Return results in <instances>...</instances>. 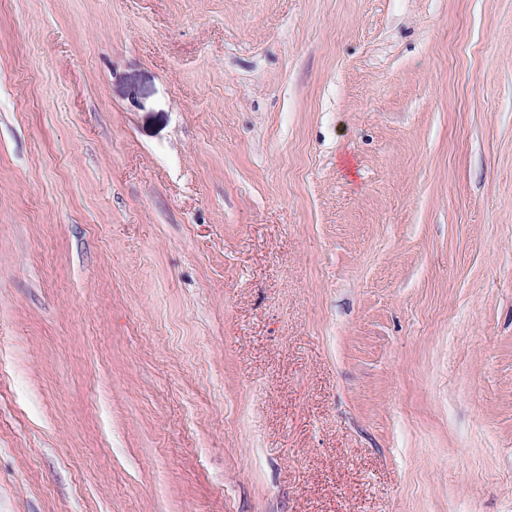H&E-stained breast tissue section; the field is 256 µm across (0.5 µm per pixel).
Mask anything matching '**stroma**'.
Returning <instances> with one entry per match:
<instances>
[{
	"label": "stroma",
	"instance_id": "35a3bbf8",
	"mask_svg": "<svg viewBox=\"0 0 512 512\" xmlns=\"http://www.w3.org/2000/svg\"><path fill=\"white\" fill-rule=\"evenodd\" d=\"M0 512H512V0H0Z\"/></svg>",
	"mask_w": 512,
	"mask_h": 512
}]
</instances>
